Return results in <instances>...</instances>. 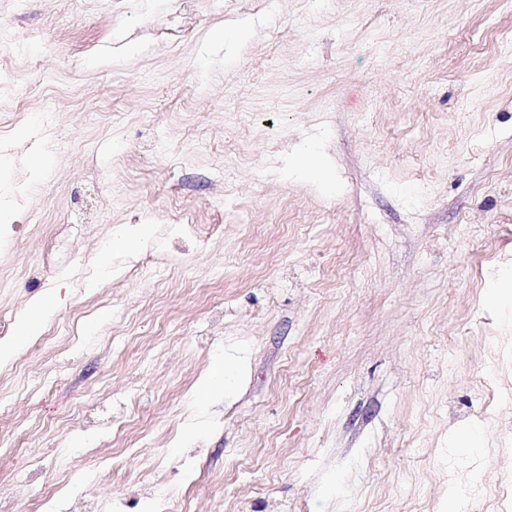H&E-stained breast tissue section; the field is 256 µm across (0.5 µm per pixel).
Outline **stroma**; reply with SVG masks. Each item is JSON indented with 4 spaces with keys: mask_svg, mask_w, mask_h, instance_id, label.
Returning a JSON list of instances; mask_svg holds the SVG:
<instances>
[{
    "mask_svg": "<svg viewBox=\"0 0 512 512\" xmlns=\"http://www.w3.org/2000/svg\"><path fill=\"white\" fill-rule=\"evenodd\" d=\"M1 29L0 321L61 303L0 367V512H162L149 459L193 512L492 507L512 0H0ZM135 224L150 247L98 269ZM224 355L241 379L195 406ZM60 443L69 471L28 468Z\"/></svg>",
    "mask_w": 512,
    "mask_h": 512,
    "instance_id": "1",
    "label": "stroma"
}]
</instances>
